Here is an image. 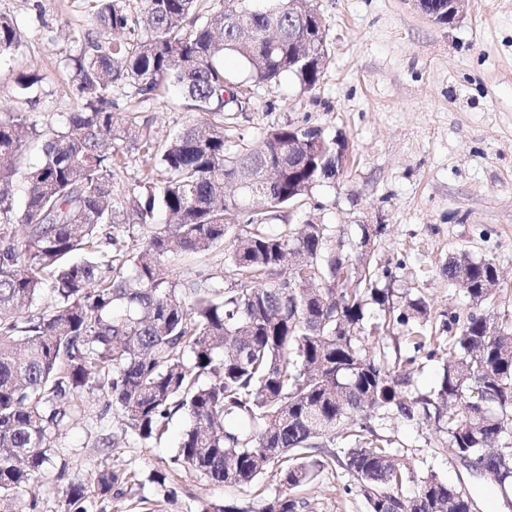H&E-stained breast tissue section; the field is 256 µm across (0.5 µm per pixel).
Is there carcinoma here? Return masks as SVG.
I'll return each mask as SVG.
<instances>
[{"instance_id": "cac0c4a2", "label": "carcinoma", "mask_w": 512, "mask_h": 512, "mask_svg": "<svg viewBox=\"0 0 512 512\" xmlns=\"http://www.w3.org/2000/svg\"><path fill=\"white\" fill-rule=\"evenodd\" d=\"M142 2L135 11L131 0H89L98 36L71 58L81 107L59 126L0 112V509L27 494L35 512L32 487L51 475L64 512H85L87 490L65 483L55 441L97 390L142 440L186 412L191 426L174 459L186 472L247 487L275 466L280 489L257 512H301L307 502L295 491L337 468L353 478L344 493L367 512H476L465 489L400 462L373 421L444 431V451L492 471L493 486L512 485V318L396 304L377 287L388 270L363 251L336 278L332 225L271 223L336 180L340 142L323 129L286 124L257 146L242 136L228 145L224 113L239 111L243 96L224 55L239 56L255 83L292 74L314 88L328 52L323 20L307 16L311 0H272L265 10L245 0H211L207 10L198 0ZM137 28L146 36L121 37ZM19 42L14 20L0 15V58ZM126 85L142 103L175 87L205 118L160 141L139 113L117 111L112 89ZM33 148L41 162L31 166ZM130 152L143 182L115 190ZM158 201L170 222L152 227ZM104 226L112 232L103 240ZM221 245L230 287L174 275V259ZM444 273L477 304L499 284L492 261L466 254ZM370 302L382 311L377 335L402 334L408 355L366 347ZM24 306L37 311L23 319ZM421 354L441 361L425 393L411 390ZM122 480L103 468L93 491L110 498Z\"/></svg>"}]
</instances>
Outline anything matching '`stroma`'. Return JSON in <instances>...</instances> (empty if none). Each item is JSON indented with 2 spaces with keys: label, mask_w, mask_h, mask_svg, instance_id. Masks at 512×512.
Here are the masks:
<instances>
[{
  "label": "stroma",
  "mask_w": 512,
  "mask_h": 512,
  "mask_svg": "<svg viewBox=\"0 0 512 512\" xmlns=\"http://www.w3.org/2000/svg\"><path fill=\"white\" fill-rule=\"evenodd\" d=\"M322 16L328 63L313 89L292 76L277 85L248 84L246 104L232 121L230 144H258L274 127L318 126L344 139L348 160L336 182L315 187L295 212L335 228L336 243L355 252L363 228L374 229L373 260L390 268L380 287L394 303L421 299L433 314L466 315L473 305L441 269L465 253L490 258L501 287L483 310L512 314V0H468L443 25L412 0H313ZM0 15L21 36L13 58L0 62V110L35 113L45 126L78 109L71 55L93 28L87 0H0ZM38 82L20 91L17 78ZM121 111L140 113L158 136L195 120L172 92L141 104L114 90ZM189 426L172 418L158 439L121 434L119 416L99 393L60 432L56 446L69 482L92 486L99 469L131 480L111 499L89 498L86 512H216L229 502L258 508L251 488L225 487L194 473L176 486L154 481L166 469ZM417 473L435 471L475 498L478 512H512V494L486 492L455 457L443 453V433L427 424L387 419L378 428ZM116 436L113 447L105 437ZM344 472H322L301 490L304 512H366L359 497L340 492Z\"/></svg>",
  "instance_id": "obj_1"
}]
</instances>
